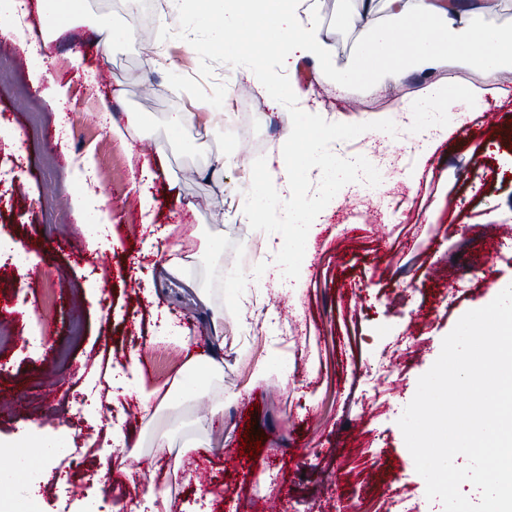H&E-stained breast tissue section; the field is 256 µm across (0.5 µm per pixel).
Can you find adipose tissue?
I'll use <instances>...</instances> for the list:
<instances>
[{
	"mask_svg": "<svg viewBox=\"0 0 512 512\" xmlns=\"http://www.w3.org/2000/svg\"><path fill=\"white\" fill-rule=\"evenodd\" d=\"M386 3L399 27L374 24L375 0H359L361 49L338 74L340 84L372 83L384 74L400 79L411 70L465 62L476 64L483 74L477 85H463L450 76L437 79L403 103L401 110L411 116L420 142L412 166L420 169L435 145L452 136L457 121L469 116L485 96H507L498 74L512 61V33L473 24L483 0H458L453 7L446 0ZM191 4L197 6L215 43L247 44L258 55H280L286 68L298 55L321 62L324 70L332 68L333 49L322 36L321 17L306 0H174L178 9ZM264 90L272 99L296 104L298 121L284 134L280 157L251 177L242 207L257 218L282 225L281 239L266 246L273 261L263 267L261 276L274 291L285 293L293 288L295 267L310 257L328 208L368 175L369 163L348 152L347 138L383 137L391 125L377 119L353 129L336 126L321 110L307 106V93L297 82L285 83L275 75L267 78ZM210 332L214 349L189 357L186 374L199 369L212 379L223 374V311H213Z\"/></svg>",
	"mask_w": 512,
	"mask_h": 512,
	"instance_id": "ef3b65f1",
	"label": "adipose tissue"
}]
</instances>
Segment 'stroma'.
Masks as SVG:
<instances>
[{
	"label": "stroma",
	"instance_id": "1",
	"mask_svg": "<svg viewBox=\"0 0 512 512\" xmlns=\"http://www.w3.org/2000/svg\"><path fill=\"white\" fill-rule=\"evenodd\" d=\"M335 2L322 32L340 35L342 70L357 51L355 4ZM60 3L79 15L60 34H44L34 10L28 35L0 33L27 82L0 95V242L30 257L0 268L9 335L0 345V465L11 462L9 446L43 448L32 476L10 481L12 504L23 507L36 483L39 512H131L148 493L131 476L142 459L157 466L151 482L169 487L170 512H262L273 501L283 512H430L397 421L458 320L512 283V94L496 99V116L478 106L416 173L401 136L351 138L355 154L394 173L338 203L302 292L277 296L253 280L280 229L255 224L241 199L296 120L288 100L260 90L278 59L214 44L196 11L170 0ZM108 28L131 37L104 49ZM309 69V106L350 127L393 114L431 80L418 70L340 89L317 64ZM229 84L243 95L241 111L225 98ZM107 112L121 124L135 114L127 139L104 122ZM177 112L194 113L193 123L171 130ZM227 154L237 166L204 177ZM86 158L112 226L109 250L89 249L88 215L72 204L74 169ZM216 237L223 253L208 248ZM174 247L224 311V376L151 415L113 388L112 371L134 354L148 386L179 379L188 352L152 343V311L198 342L200 306L159 278ZM224 267L238 271L236 286L217 279ZM46 321L57 325L50 340ZM54 386L64 392L52 400ZM217 404L223 412L197 426ZM116 425L129 445L119 456L104 445ZM192 439L198 448L183 452ZM246 439L260 442L257 456L242 455Z\"/></svg>",
	"mask_w": 512,
	"mask_h": 512
}]
</instances>
